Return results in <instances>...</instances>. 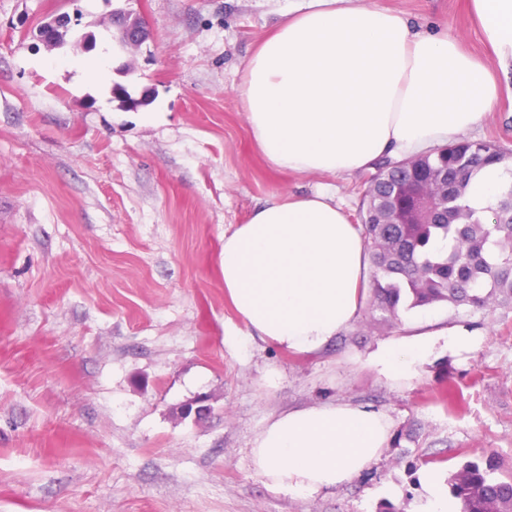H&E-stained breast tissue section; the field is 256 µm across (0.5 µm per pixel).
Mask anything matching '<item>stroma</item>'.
Returning a JSON list of instances; mask_svg holds the SVG:
<instances>
[{
  "instance_id": "obj_1",
  "label": "stroma",
  "mask_w": 512,
  "mask_h": 512,
  "mask_svg": "<svg viewBox=\"0 0 512 512\" xmlns=\"http://www.w3.org/2000/svg\"><path fill=\"white\" fill-rule=\"evenodd\" d=\"M416 29L488 53L468 0H373ZM295 0H0V512H423L471 462L512 475V305L372 312L321 351L251 335L224 294V235L274 192L326 188L356 214L368 171L271 170L237 96L247 60ZM116 10L151 37L114 49ZM78 18L47 50L36 29ZM106 68L103 83L87 70ZM122 85L146 105L122 108ZM469 139L512 152V80ZM460 330L406 382L371 357L387 340ZM210 397L202 418L182 417ZM331 402L393 422L359 478L297 496L256 474L274 417ZM425 490L428 494V509L425 512H457L443 499L438 492V480L435 473H428L425 479Z\"/></svg>"
}]
</instances>
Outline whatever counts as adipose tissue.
Returning a JSON list of instances; mask_svg holds the SVG:
<instances>
[{"label":"adipose tissue","mask_w":512,"mask_h":512,"mask_svg":"<svg viewBox=\"0 0 512 512\" xmlns=\"http://www.w3.org/2000/svg\"><path fill=\"white\" fill-rule=\"evenodd\" d=\"M497 63L451 32L413 30L366 0H300L245 65L236 92L255 145L277 172L351 174L402 160L474 129L512 70V0H470ZM224 289L261 339L295 354L327 346L353 324L369 284L360 229L323 192H278L224 236ZM432 334L385 342L372 358L390 379L413 377ZM391 436L382 411L350 403L295 409L255 438V472L277 490L310 495L350 482Z\"/></svg>","instance_id":"1"}]
</instances>
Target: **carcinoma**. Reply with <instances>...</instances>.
<instances>
[{
    "label": "carcinoma",
    "instance_id": "obj_1",
    "mask_svg": "<svg viewBox=\"0 0 512 512\" xmlns=\"http://www.w3.org/2000/svg\"><path fill=\"white\" fill-rule=\"evenodd\" d=\"M511 160L512 153L491 142L460 139L371 176L358 218L366 221L378 323H390L404 299L411 308L512 303ZM493 165L502 174L488 221L466 197L471 180ZM392 214L399 223H388ZM452 493L462 512H512V477L491 479L476 464L465 466Z\"/></svg>",
    "mask_w": 512,
    "mask_h": 512
}]
</instances>
